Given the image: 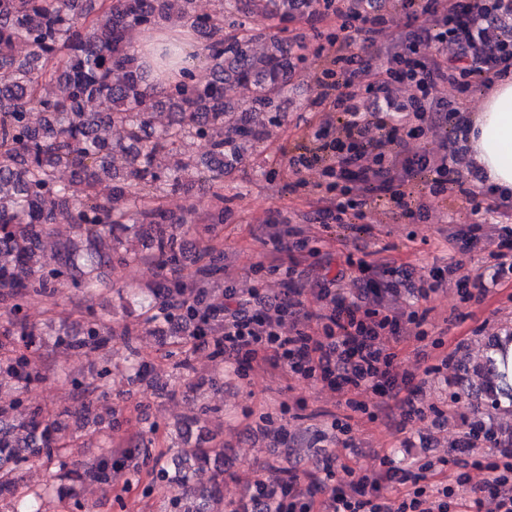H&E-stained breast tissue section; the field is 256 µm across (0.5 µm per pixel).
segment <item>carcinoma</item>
<instances>
[{
    "instance_id": "obj_1",
    "label": "carcinoma",
    "mask_w": 512,
    "mask_h": 512,
    "mask_svg": "<svg viewBox=\"0 0 512 512\" xmlns=\"http://www.w3.org/2000/svg\"><path fill=\"white\" fill-rule=\"evenodd\" d=\"M311 0H224L218 11L200 14L195 0H0V303L8 318L0 328V512H41L43 499L66 492L82 507L76 487L110 488L115 473L137 474L151 441L130 436L118 449L108 445L89 465L71 459L68 419L80 409L46 411L26 403L28 387L45 379L35 347L41 336L74 352L105 351L113 340L128 350L138 378L145 371L137 334L120 336L94 312L112 274L138 254L126 246L136 234L147 257L161 269H178L183 245L173 228L187 222L165 208L170 195L189 196L199 184L224 200L227 160H243L244 144L266 136V122L288 112L295 43L280 36L282 25L310 15ZM265 14L278 25L245 28L244 19ZM161 21L191 26L202 40L207 74H187L180 83H157L132 50L134 35ZM246 116L235 118L238 103ZM166 112L163 128L155 114ZM123 136L114 139L112 132ZM208 150L198 156L191 142ZM104 178L112 192L95 187ZM65 210L73 235L56 237L57 212ZM54 241V263L42 260L45 240ZM209 265L191 281L170 279L143 291L119 290L142 310L145 326L182 328L173 344L185 346L201 331L212 294L201 289L223 254L208 248ZM80 289L87 316L61 321L44 332L29 320L25 303L61 286ZM35 465L50 470L39 487L19 483ZM170 492L169 512H212L222 496L224 443L201 439L155 470Z\"/></svg>"
}]
</instances>
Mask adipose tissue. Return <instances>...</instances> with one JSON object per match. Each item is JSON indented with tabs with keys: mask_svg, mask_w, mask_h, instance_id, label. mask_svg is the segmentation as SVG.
<instances>
[{
	"mask_svg": "<svg viewBox=\"0 0 512 512\" xmlns=\"http://www.w3.org/2000/svg\"><path fill=\"white\" fill-rule=\"evenodd\" d=\"M193 33L186 28L158 24L151 36L136 46L138 55L155 73L169 82L183 77L192 61ZM470 157L483 168L488 181L512 190V76L502 81L474 117L467 134Z\"/></svg>",
	"mask_w": 512,
	"mask_h": 512,
	"instance_id": "ef3b65f1",
	"label": "adipose tissue"
}]
</instances>
